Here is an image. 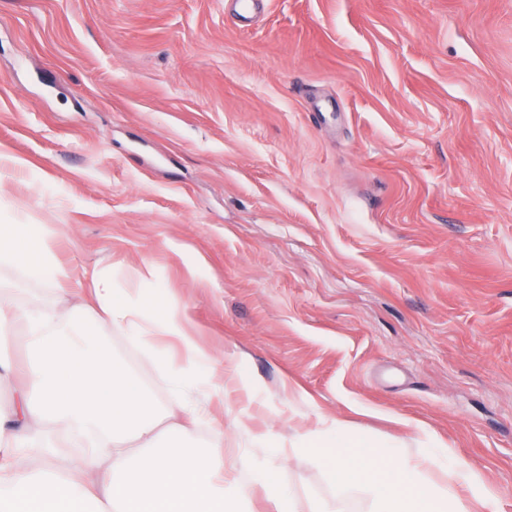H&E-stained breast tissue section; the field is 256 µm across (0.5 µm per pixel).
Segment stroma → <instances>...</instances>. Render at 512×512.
I'll list each match as a JSON object with an SVG mask.
<instances>
[{"mask_svg":"<svg viewBox=\"0 0 512 512\" xmlns=\"http://www.w3.org/2000/svg\"><path fill=\"white\" fill-rule=\"evenodd\" d=\"M0 217L187 309L224 463L437 437L512 512V0H0ZM21 305L70 298L8 268ZM159 405L132 341H107Z\"/></svg>","mask_w":512,"mask_h":512,"instance_id":"stroma-1","label":"stroma"}]
</instances>
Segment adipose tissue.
<instances>
[{"instance_id":"adipose-tissue-1","label":"adipose tissue","mask_w":512,"mask_h":512,"mask_svg":"<svg viewBox=\"0 0 512 512\" xmlns=\"http://www.w3.org/2000/svg\"><path fill=\"white\" fill-rule=\"evenodd\" d=\"M0 265L56 287L62 269L50 244L32 224H0ZM78 294L69 322L50 311L26 309L10 283L0 280V350L17 323L28 336L27 387L11 413L0 412V512H242L252 486H260L275 512H296L282 482L283 462L253 467L251 482L224 487V428L216 426L208 450L158 447L164 416L153 395L130 372L100 352L99 340L122 331L137 342L181 390L187 376L205 369L211 397L224 398V361L200 346L187 309L148 300L132 288L92 275ZM176 340L182 362L162 342ZM77 451L62 449L66 438ZM328 484L337 498L362 490L372 512H473L494 506L498 492L471 468H448V448L433 444L414 457L399 448L346 444L340 431L323 434ZM34 453L42 472L15 467L14 455Z\"/></svg>"}]
</instances>
